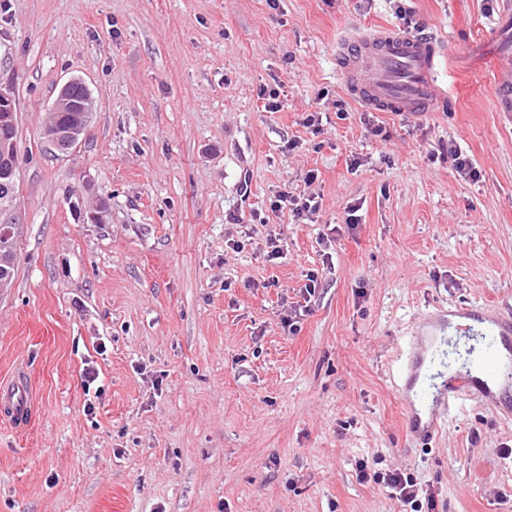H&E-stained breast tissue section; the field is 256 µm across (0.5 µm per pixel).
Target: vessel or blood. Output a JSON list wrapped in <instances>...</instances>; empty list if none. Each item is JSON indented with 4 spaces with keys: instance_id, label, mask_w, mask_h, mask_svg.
Returning a JSON list of instances; mask_svg holds the SVG:
<instances>
[{
    "instance_id": "vessel-or-blood-1",
    "label": "vessel or blood",
    "mask_w": 512,
    "mask_h": 512,
    "mask_svg": "<svg viewBox=\"0 0 512 512\" xmlns=\"http://www.w3.org/2000/svg\"><path fill=\"white\" fill-rule=\"evenodd\" d=\"M439 54V46L424 35L356 31L340 42L338 70L351 95L371 108L399 114L420 112L441 99ZM474 322L482 326L483 348L478 357L450 379L430 385L424 383L422 372L433 346L415 334L407 338L396 378L408 395V429L420 445H429L440 430L439 415L452 412L462 397L478 391L488 396L496 388L512 391V322L487 318L474 307L447 312L448 326L459 331L468 330ZM0 402L19 419L30 408L26 391L13 385L0 388Z\"/></svg>"
}]
</instances>
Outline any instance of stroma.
Wrapping results in <instances>:
<instances>
[{
  "label": "stroma",
  "mask_w": 512,
  "mask_h": 512,
  "mask_svg": "<svg viewBox=\"0 0 512 512\" xmlns=\"http://www.w3.org/2000/svg\"><path fill=\"white\" fill-rule=\"evenodd\" d=\"M505 3L0 0L19 163L0 381L32 396L26 426L0 411V512H399L364 459L412 473L436 512H512V397L462 400L422 448L395 378L436 305L512 317V114L492 101L512 57L487 50L512 44ZM401 7L450 54L447 99L420 114L374 111L337 73L343 34L402 32ZM74 77L95 110L62 154L44 128ZM86 186L105 223L79 216ZM285 189L319 211L275 210Z\"/></svg>",
  "instance_id": "1"
}]
</instances>
